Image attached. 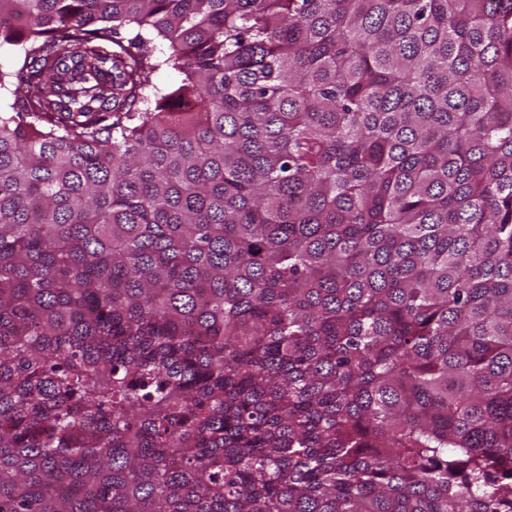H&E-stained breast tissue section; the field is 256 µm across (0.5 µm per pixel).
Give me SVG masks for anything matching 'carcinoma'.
Returning a JSON list of instances; mask_svg holds the SVG:
<instances>
[{
	"mask_svg": "<svg viewBox=\"0 0 512 512\" xmlns=\"http://www.w3.org/2000/svg\"><path fill=\"white\" fill-rule=\"evenodd\" d=\"M3 45L0 512H512V0Z\"/></svg>",
	"mask_w": 512,
	"mask_h": 512,
	"instance_id": "1",
	"label": "carcinoma"
}]
</instances>
